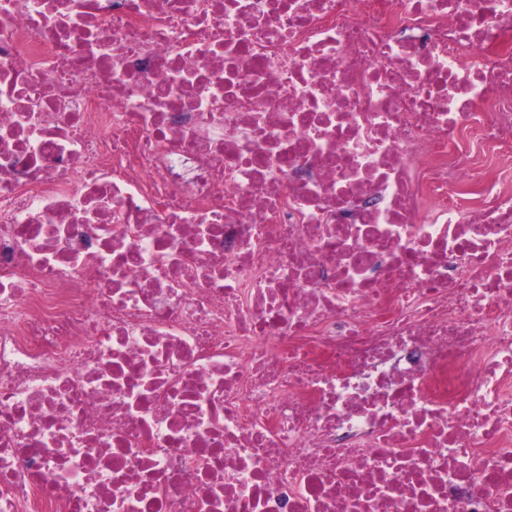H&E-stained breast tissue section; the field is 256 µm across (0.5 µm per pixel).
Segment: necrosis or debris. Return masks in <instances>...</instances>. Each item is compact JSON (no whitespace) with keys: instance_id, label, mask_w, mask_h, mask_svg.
I'll return each mask as SVG.
<instances>
[{"instance_id":"obj_1","label":"necrosis or debris","mask_w":512,"mask_h":512,"mask_svg":"<svg viewBox=\"0 0 512 512\" xmlns=\"http://www.w3.org/2000/svg\"><path fill=\"white\" fill-rule=\"evenodd\" d=\"M0 512H512V0H0Z\"/></svg>"}]
</instances>
